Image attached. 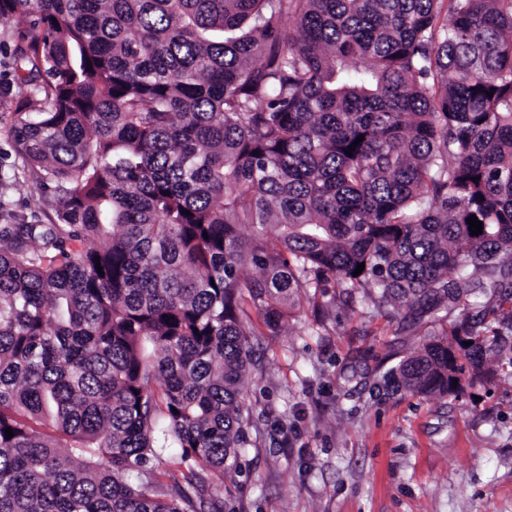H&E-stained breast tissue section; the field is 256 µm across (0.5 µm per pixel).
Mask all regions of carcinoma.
Listing matches in <instances>:
<instances>
[{"label": "carcinoma", "instance_id": "1", "mask_svg": "<svg viewBox=\"0 0 512 512\" xmlns=\"http://www.w3.org/2000/svg\"><path fill=\"white\" fill-rule=\"evenodd\" d=\"M18 16L41 83L13 137L55 218L0 224V512H223L247 337L310 288L459 310L396 392L512 377V0H0Z\"/></svg>", "mask_w": 512, "mask_h": 512}]
</instances>
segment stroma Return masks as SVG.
<instances>
[{"mask_svg":"<svg viewBox=\"0 0 512 512\" xmlns=\"http://www.w3.org/2000/svg\"><path fill=\"white\" fill-rule=\"evenodd\" d=\"M28 32L0 23V224L45 219L10 136L19 98L7 66ZM447 319L387 320L363 292L323 288L279 331L252 336L250 445L224 481V512H512V378L462 398L377 386Z\"/></svg>","mask_w":512,"mask_h":512,"instance_id":"35a3bbf8","label":"stroma"}]
</instances>
